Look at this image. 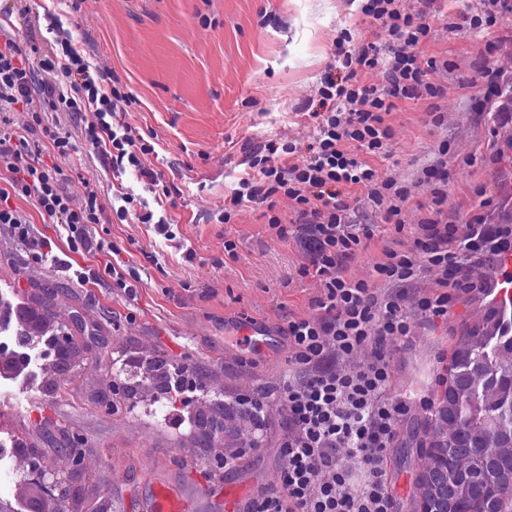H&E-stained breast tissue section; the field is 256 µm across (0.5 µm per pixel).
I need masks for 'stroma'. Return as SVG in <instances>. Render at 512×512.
Returning a JSON list of instances; mask_svg holds the SVG:
<instances>
[{
    "instance_id": "35a3bbf8",
    "label": "stroma",
    "mask_w": 512,
    "mask_h": 512,
    "mask_svg": "<svg viewBox=\"0 0 512 512\" xmlns=\"http://www.w3.org/2000/svg\"><path fill=\"white\" fill-rule=\"evenodd\" d=\"M366 0H27L16 22L22 42L49 50L54 37L40 28L38 15L52 12L79 42L88 61L110 72L130 101L113 120L141 135L151 150L143 170L113 175L99 153L86 146L79 117L49 115L71 135L73 148L44 157L57 166L65 186L99 185L109 219L89 225L91 238L106 239L116 260L130 272L134 293L104 275L105 255L75 247L61 225L50 223L31 202L10 203L27 217L34 233L48 242L34 256L0 226V301L34 304L42 287L55 288L54 326H68L81 345L72 379L59 394L46 390L50 359L31 350L22 374L0 377V440L35 448L55 471L71 477L81 494L69 512H90L106 497L112 512H139L154 479L179 493L184 512H213L244 503L280 478L279 443L284 415L277 391L288 372L290 320L318 316L320 280L304 274L310 264L305 235L293 224L292 201L274 210L246 204L222 223L225 205L240 179L251 175L250 157L269 143H293L280 154L287 165L307 156L319 111L318 90L334 61V42L347 34L351 45L381 43L384 29L363 12ZM471 0H433L429 33L419 46L435 61L428 78L442 94L398 101L385 117L392 130L388 148L366 155L380 177L408 190L402 203L403 230L385 223L384 208L360 188H347V218L369 224L373 235L349 258L345 275L389 291L374 267L387 248L408 249L433 197L423 169L448 150L442 209L449 223L483 224L496 230L512 215V112H499L487 97V76L498 91L512 89V13L495 26L458 28L454 22L472 9ZM170 223L168 241L133 214L119 216L125 197ZM286 225L278 235L268 224ZM236 245L235 256L224 251ZM501 260L475 259L467 266L477 290L455 291L444 318H428L419 296L434 293L438 271L422 273L403 292L412 336L389 344L392 394L412 397L388 450L387 474L396 512H408L417 497L416 453L412 436L428 412L420 400L433 397L458 336L476 324L493 303L492 282ZM248 322L265 326L269 348L240 349L232 329ZM162 356L206 378L216 401L229 404L257 393L269 408L253 441L224 437L221 445L242 457L218 473L203 471L211 451L198 447L179 413L195 414L199 402L178 397L163 405L143 389L130 407L108 413L112 385L119 376L140 375L147 359ZM83 435L84 469L72 475L63 430Z\"/></svg>"
}]
</instances>
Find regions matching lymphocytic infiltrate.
<instances>
[{
  "mask_svg": "<svg viewBox=\"0 0 512 512\" xmlns=\"http://www.w3.org/2000/svg\"><path fill=\"white\" fill-rule=\"evenodd\" d=\"M417 2L409 12L401 0H368L364 11L386 37L381 44L353 49L345 38H337L334 58L348 74L340 81L327 77L319 89L324 109L315 115L317 134L308 158L300 165L281 164L278 152L293 153V145L269 144L253 162L256 175L240 179L233 191L236 206L271 208L282 197L294 201L295 222L309 236L312 267L324 288L317 302L319 318L288 323L292 367L278 395L286 429L279 483L258 491L238 512H395L385 461L408 405L387 394L384 348L413 332L397 291L421 270H438L441 293L420 297L417 306L440 318L450 302L445 287L475 288L462 273L465 265L478 257L512 253V229L490 232L473 224L461 236L435 209L409 250L388 252L375 267L394 292L377 293L367 282L344 275L347 259L371 238L372 227L347 222L340 187L364 188L373 202L386 203L385 222L400 224L407 189L380 179L361 154L387 147L392 133L385 116L396 101L437 93L428 80L433 64L418 52L429 31L428 0ZM12 16V10H0V161L8 163L11 173L7 188L0 189V224L38 255L45 242L10 206V197L32 202L45 218L64 225L74 243H87L89 225L100 223L106 213L96 184L83 181L82 203L74 205L59 170L45 160L41 140H49L60 154L71 148L69 136L47 124L48 114H81L86 141L110 157L115 173L141 169L147 147L131 128L114 127L112 116L125 94L108 73L88 62L57 20L49 22L57 32L56 50L34 65L30 49L12 30ZM359 68L384 70V83H362L355 74ZM18 109L32 117L22 133L12 129L9 118ZM370 344L375 351L368 361L350 363L351 355Z\"/></svg>",
  "mask_w": 512,
  "mask_h": 512,
  "instance_id": "lymphocytic-infiltrate-1",
  "label": "lymphocytic infiltrate"
}]
</instances>
